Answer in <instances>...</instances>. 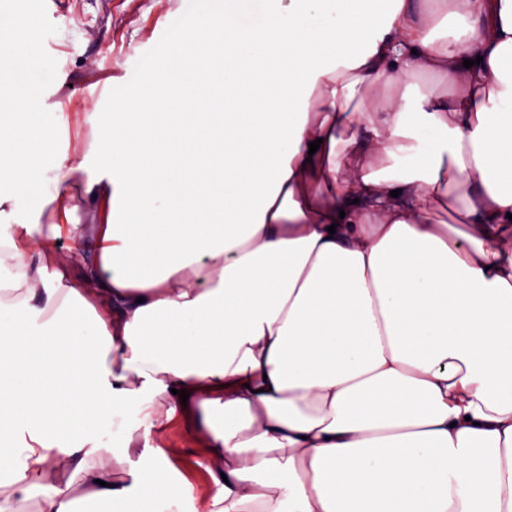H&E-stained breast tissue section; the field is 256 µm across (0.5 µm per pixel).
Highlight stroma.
Listing matches in <instances>:
<instances>
[{
  "instance_id": "35a3bbf8",
  "label": "stroma",
  "mask_w": 512,
  "mask_h": 512,
  "mask_svg": "<svg viewBox=\"0 0 512 512\" xmlns=\"http://www.w3.org/2000/svg\"><path fill=\"white\" fill-rule=\"evenodd\" d=\"M190 7L189 0H0V12L34 16L45 34L43 52L61 59L68 84L56 100L76 150L82 149L88 133L84 108L107 103L110 94L119 93L142 59L169 55ZM407 92L445 100L454 87L424 73L407 85L376 87L359 106L366 110Z\"/></svg>"
}]
</instances>
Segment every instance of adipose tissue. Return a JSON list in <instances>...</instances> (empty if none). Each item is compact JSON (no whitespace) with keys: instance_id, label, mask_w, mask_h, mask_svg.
<instances>
[{"instance_id":"ef3b65f1","label":"adipose tissue","mask_w":512,"mask_h":512,"mask_svg":"<svg viewBox=\"0 0 512 512\" xmlns=\"http://www.w3.org/2000/svg\"><path fill=\"white\" fill-rule=\"evenodd\" d=\"M225 2L80 154L0 14V478L38 512H512V0ZM422 71L455 96L350 105ZM444 200V205L435 212V219L437 221L446 222L447 224H453L457 228L465 229L464 225L455 223L457 211H459L463 204V197L461 190L458 189L454 183H448ZM169 444L173 446L171 448L174 452H169V448H166L165 445L164 449L167 454L169 453V461L175 475L177 477L183 476L195 485L205 487L206 477L194 465L195 460L198 459L196 453L200 448L190 447L186 443L181 429L172 431L169 436Z\"/></svg>"}]
</instances>
